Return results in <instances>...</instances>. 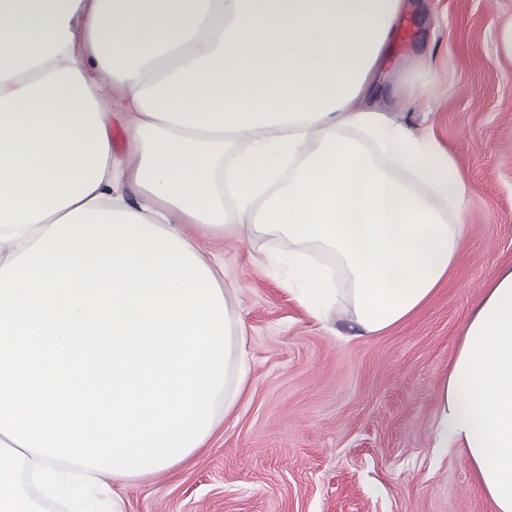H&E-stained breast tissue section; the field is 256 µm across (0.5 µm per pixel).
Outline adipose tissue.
<instances>
[{"label": "adipose tissue", "mask_w": 512, "mask_h": 512, "mask_svg": "<svg viewBox=\"0 0 512 512\" xmlns=\"http://www.w3.org/2000/svg\"><path fill=\"white\" fill-rule=\"evenodd\" d=\"M403 9L0 0V512H127L118 486L186 462L238 404L237 288L188 226L281 239L265 265L359 336L449 280L468 183L378 101ZM436 417L434 448L461 449L512 512V268L487 282Z\"/></svg>", "instance_id": "adipose-tissue-1"}]
</instances>
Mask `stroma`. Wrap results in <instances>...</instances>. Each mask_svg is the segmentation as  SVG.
<instances>
[{
	"instance_id": "1",
	"label": "stroma",
	"mask_w": 512,
	"mask_h": 512,
	"mask_svg": "<svg viewBox=\"0 0 512 512\" xmlns=\"http://www.w3.org/2000/svg\"><path fill=\"white\" fill-rule=\"evenodd\" d=\"M396 29L384 87L429 86L396 116L432 125L470 184L452 277L404 324L356 337L262 264L279 241L201 238L238 285L249 384L207 448L126 489L128 512H492L463 453L431 444L463 328L512 267V0H408Z\"/></svg>"
}]
</instances>
